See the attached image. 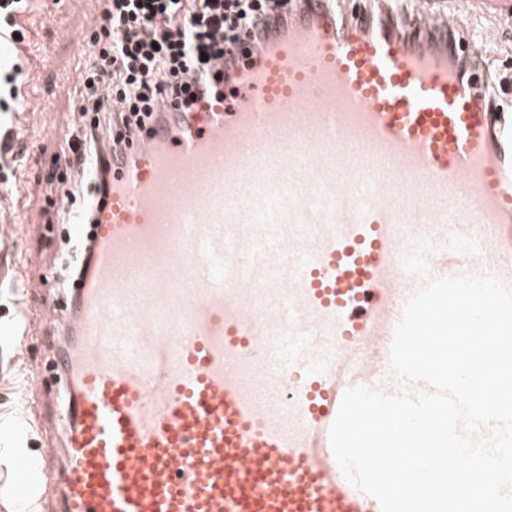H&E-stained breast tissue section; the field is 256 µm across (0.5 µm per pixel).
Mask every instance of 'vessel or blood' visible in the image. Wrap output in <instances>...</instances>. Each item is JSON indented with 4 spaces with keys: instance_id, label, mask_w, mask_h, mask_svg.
Segmentation results:
<instances>
[{
    "instance_id": "b4317fda",
    "label": "vessel or blood",
    "mask_w": 512,
    "mask_h": 512,
    "mask_svg": "<svg viewBox=\"0 0 512 512\" xmlns=\"http://www.w3.org/2000/svg\"><path fill=\"white\" fill-rule=\"evenodd\" d=\"M486 38L296 0L214 64L229 94L113 158L75 216L88 270L40 310L63 437L22 452L14 512H381L331 450L343 393L398 391L395 328L429 280L512 285V132L454 64ZM228 336L305 386L257 403ZM224 366H226L229 371L237 374L242 387L246 391L256 396L252 385V379L258 366L248 355L241 351L226 353V359L224 357Z\"/></svg>"
}]
</instances>
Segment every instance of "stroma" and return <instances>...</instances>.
Wrapping results in <instances>:
<instances>
[{"label": "stroma", "mask_w": 512, "mask_h": 512, "mask_svg": "<svg viewBox=\"0 0 512 512\" xmlns=\"http://www.w3.org/2000/svg\"><path fill=\"white\" fill-rule=\"evenodd\" d=\"M429 14L453 21L470 31H495L494 39L479 48L480 56L512 69V12L491 7L489 0H471L460 12L458 0H425ZM21 21L26 38L20 44L0 43V64H22L28 75L25 94L34 119L29 128L33 149L15 142L0 165V479L15 478L18 454L16 418L26 398V375L14 336L18 306L29 308L27 346L37 370H44L53 354V340L39 315L43 296L53 293L58 272L56 225L49 219L58 193L49 175L64 148L62 133L79 119L77 100L65 93L62 82L74 67L87 61L79 37L92 36L103 21L101 0H33ZM48 60H40L41 48Z\"/></svg>", "instance_id": "obj_1"}]
</instances>
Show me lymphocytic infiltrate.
Masks as SVG:
<instances>
[{"instance_id":"obj_1","label":"lymphocytic infiltrate","mask_w":512,"mask_h":512,"mask_svg":"<svg viewBox=\"0 0 512 512\" xmlns=\"http://www.w3.org/2000/svg\"><path fill=\"white\" fill-rule=\"evenodd\" d=\"M104 22L94 34V50L81 75V122L74 130L68 165L99 156L90 175H59L65 203L59 223H67L68 204L91 211L110 192V157L100 154L101 139L115 130H151L159 101L180 112L194 111L202 98L218 94L223 75L214 62L231 55L252 27L270 13L287 15L289 0H104Z\"/></svg>"}]
</instances>
